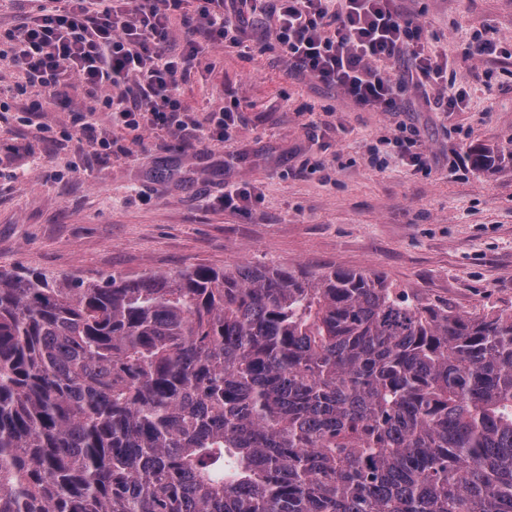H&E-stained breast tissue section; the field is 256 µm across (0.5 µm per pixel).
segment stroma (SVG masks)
I'll list each match as a JSON object with an SVG mask.
<instances>
[{
	"label": "stroma",
	"mask_w": 512,
	"mask_h": 512,
	"mask_svg": "<svg viewBox=\"0 0 512 512\" xmlns=\"http://www.w3.org/2000/svg\"><path fill=\"white\" fill-rule=\"evenodd\" d=\"M448 55L464 111L407 92L400 112L359 110L290 71L247 12L245 48L213 50L180 83L191 119L235 108L227 144L180 132L135 137L96 115L108 153L72 140L71 106L29 114L0 58V269L99 280L206 264L379 274L463 312L512 305V163L476 168L472 149L512 154V0H398ZM496 55L471 54L476 33ZM416 131L432 164L381 171V136ZM242 183L247 209L225 208Z\"/></svg>",
	"instance_id": "obj_1"
}]
</instances>
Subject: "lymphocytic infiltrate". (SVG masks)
Returning <instances> with one entry per match:
<instances>
[{
	"label": "lymphocytic infiltrate",
	"mask_w": 512,
	"mask_h": 512,
	"mask_svg": "<svg viewBox=\"0 0 512 512\" xmlns=\"http://www.w3.org/2000/svg\"><path fill=\"white\" fill-rule=\"evenodd\" d=\"M251 0H40L29 21L1 37L15 67L45 100H61L73 83L94 99L78 111L76 135L95 141V114L139 132L189 131L198 141H229L231 110L208 124H188L177 95L194 63L215 47L240 48ZM268 35L289 67L338 88L360 109L398 112L405 88L427 95L447 86L448 65L425 52L423 29L396 0H263ZM193 36L171 52L174 13ZM414 65L392 80L387 66Z\"/></svg>",
	"instance_id": "lymphocytic-infiltrate-1"
}]
</instances>
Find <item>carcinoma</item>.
Masks as SVG:
<instances>
[{"label":"carcinoma","instance_id":"obj_1","mask_svg":"<svg viewBox=\"0 0 512 512\" xmlns=\"http://www.w3.org/2000/svg\"><path fill=\"white\" fill-rule=\"evenodd\" d=\"M0 512H512V307L336 268L0 270Z\"/></svg>","mask_w":512,"mask_h":512}]
</instances>
